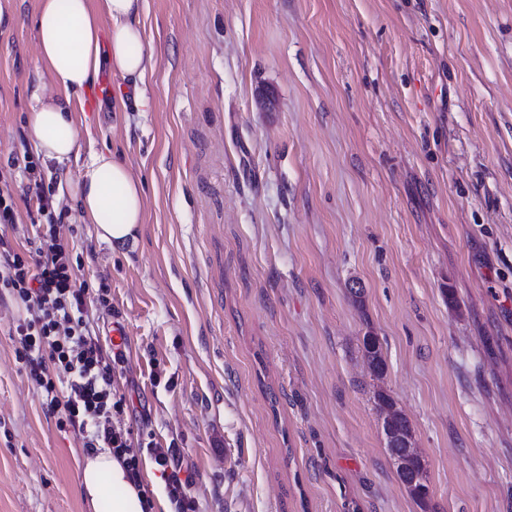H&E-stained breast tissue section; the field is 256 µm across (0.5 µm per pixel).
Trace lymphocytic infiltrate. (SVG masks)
Wrapping results in <instances>:
<instances>
[{
    "label": "lymphocytic infiltrate",
    "instance_id": "lymphocytic-infiltrate-1",
    "mask_svg": "<svg viewBox=\"0 0 512 512\" xmlns=\"http://www.w3.org/2000/svg\"><path fill=\"white\" fill-rule=\"evenodd\" d=\"M24 169L41 222L25 243L15 245L0 237V290L22 307L12 328L21 344L20 358L49 411L57 414L58 427L77 432L86 451L111 449L123 459L130 479L139 481L140 460L131 451L133 431L113 423L128 408L125 396L112 390L114 367L122 363L123 351L117 344L104 351L86 320L89 300L107 304L110 288L102 283L93 292L78 282L72 253L59 236L62 217L45 191L36 162L27 160ZM147 448L161 468L175 512H196L190 480L183 477L176 454L153 441Z\"/></svg>",
    "mask_w": 512,
    "mask_h": 512
}]
</instances>
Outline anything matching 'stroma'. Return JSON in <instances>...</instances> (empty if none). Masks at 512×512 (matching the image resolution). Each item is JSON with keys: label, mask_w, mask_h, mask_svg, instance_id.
<instances>
[{"label": "stroma", "mask_w": 512, "mask_h": 512, "mask_svg": "<svg viewBox=\"0 0 512 512\" xmlns=\"http://www.w3.org/2000/svg\"><path fill=\"white\" fill-rule=\"evenodd\" d=\"M39 2L0 0L14 242L37 209L27 116L54 92ZM140 27V86L102 71L78 154L39 165L79 280L111 288L89 315L102 343L124 328L125 424L174 446L197 512H512V0H144ZM104 150L146 189L119 251L65 189ZM17 314L0 297V512H87L86 451L27 378ZM381 390L427 507L389 460ZM360 351L371 373L377 377L382 376L385 372L386 365L382 356V345L378 336L370 332L362 336Z\"/></svg>", "instance_id": "obj_1"}]
</instances>
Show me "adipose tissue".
Segmentation results:
<instances>
[{
	"mask_svg": "<svg viewBox=\"0 0 512 512\" xmlns=\"http://www.w3.org/2000/svg\"><path fill=\"white\" fill-rule=\"evenodd\" d=\"M142 0H40L34 18L40 57L56 94L37 96L26 133L44 160L64 163L79 151L74 100L94 85L102 69L141 80L151 62L140 27ZM70 195L97 236L124 247L144 222L142 180L109 153L89 158ZM77 488L90 512H146L141 487L110 449L85 456Z\"/></svg>",
	"mask_w": 512,
	"mask_h": 512,
	"instance_id": "ef3b65f1",
	"label": "adipose tissue"
}]
</instances>
